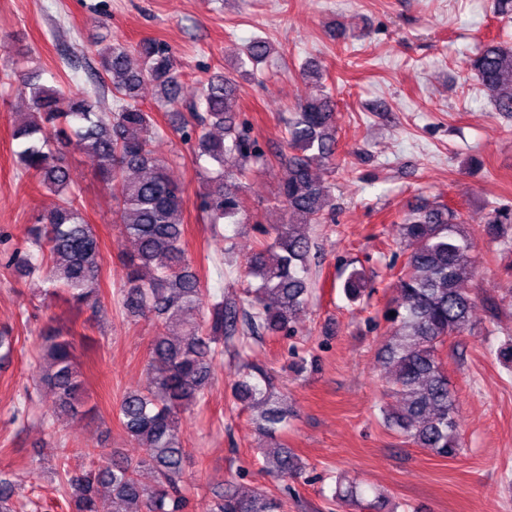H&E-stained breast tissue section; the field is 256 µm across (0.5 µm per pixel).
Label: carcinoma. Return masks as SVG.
Masks as SVG:
<instances>
[{"mask_svg":"<svg viewBox=\"0 0 512 512\" xmlns=\"http://www.w3.org/2000/svg\"><path fill=\"white\" fill-rule=\"evenodd\" d=\"M270 44L251 40L241 66L266 62ZM101 75L110 81L117 106L101 112L97 98L41 83V73L20 62L13 71L18 90L27 96V111L18 113L14 137L25 172L56 193L59 203L37 215L26 229V246L16 248L5 266L26 275L36 270L35 247L49 287L44 295L77 309L101 304L99 281L104 255L99 237L84 220L78 195L71 189L62 154L75 149L96 159L106 182L123 181L118 207L122 234L135 252L124 260L126 278L118 303L133 317L158 322L147 371L149 385L124 393L119 421L143 455L131 460L100 450L89 454L88 468L76 472L62 465L57 476L67 489L69 512H186L190 499L183 481L188 456L179 418L197 407L211 383L216 358L251 340L295 332L297 312L311 295L309 257L312 243L302 224H323L332 208L331 187L321 177L336 165V115L330 96L304 98L288 124L285 176L278 202L285 220L275 225L272 242L252 252L244 270L256 285L248 299H218L202 288L184 248L183 192L167 173L155 143L160 129L139 103L143 83L154 84L162 106L177 110L183 74L175 52L164 41L143 39L128 47L117 41L98 50ZM469 71L495 109L512 113V43H484L469 61ZM233 79L214 74L199 83L191 118L178 130L193 141L198 175L204 185L199 207L211 224H238L244 211L241 181L250 168L264 165L266 155L239 119ZM512 214L495 207L487 217V235L512 253V235L504 225ZM453 207L428 202L401 218V241L411 247L397 279V298L387 316L394 327L387 345L393 374L388 383L402 401L397 413L381 410L385 426L441 458L458 452L457 405L441 356L448 338L470 323L473 299L463 283L473 260L471 243ZM343 290L356 300L366 290L365 273L353 269ZM43 359L37 386L50 390L55 405L72 416L82 414L86 381L75 337L53 327L38 336ZM235 398L268 405L257 427L271 447L264 469L284 481L302 474L304 465L276 439L288 426L289 412L274 401L275 393L261 373L238 369ZM156 483L140 480L142 469ZM107 491L110 508H100ZM12 487L0 480V512H16ZM282 504L263 490L243 496L232 486L214 494L208 512H280Z\"/></svg>","mask_w":512,"mask_h":512,"instance_id":"carcinoma-1","label":"carcinoma"}]
</instances>
